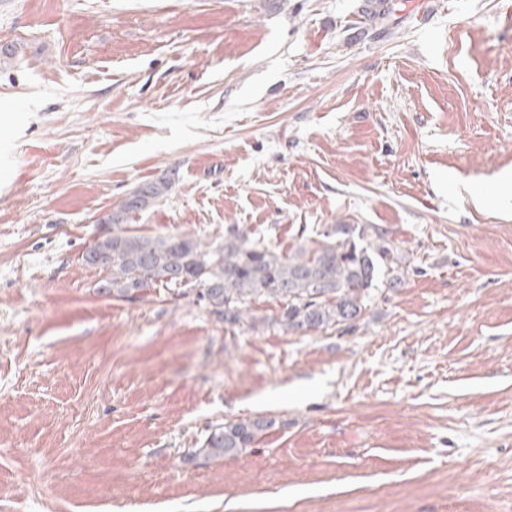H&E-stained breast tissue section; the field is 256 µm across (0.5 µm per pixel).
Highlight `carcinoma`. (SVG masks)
<instances>
[{"mask_svg":"<svg viewBox=\"0 0 512 512\" xmlns=\"http://www.w3.org/2000/svg\"><path fill=\"white\" fill-rule=\"evenodd\" d=\"M173 182V176L144 182L119 205L122 219L112 224L105 266L107 293L132 301L152 287L190 286L217 321L253 329L267 322L255 304L273 301L280 307L274 323L288 333H307L354 326L372 300L379 273L394 288L408 272L400 249L379 233L368 236L362 224H325L312 236L300 234L287 250L238 224L216 246L193 237L131 233L129 217L166 198ZM276 425L263 416L212 425L194 456L235 457Z\"/></svg>","mask_w":512,"mask_h":512,"instance_id":"1","label":"carcinoma"}]
</instances>
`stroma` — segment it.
<instances>
[{
	"label": "stroma",
	"instance_id": "1",
	"mask_svg": "<svg viewBox=\"0 0 512 512\" xmlns=\"http://www.w3.org/2000/svg\"><path fill=\"white\" fill-rule=\"evenodd\" d=\"M364 3L0 0V512H512V24ZM174 169L135 233L366 224L408 274L306 336L105 294L98 219ZM276 425V419L263 416L230 419L212 425L201 446L195 449L194 456L205 461L238 456L258 444Z\"/></svg>",
	"mask_w": 512,
	"mask_h": 512
}]
</instances>
